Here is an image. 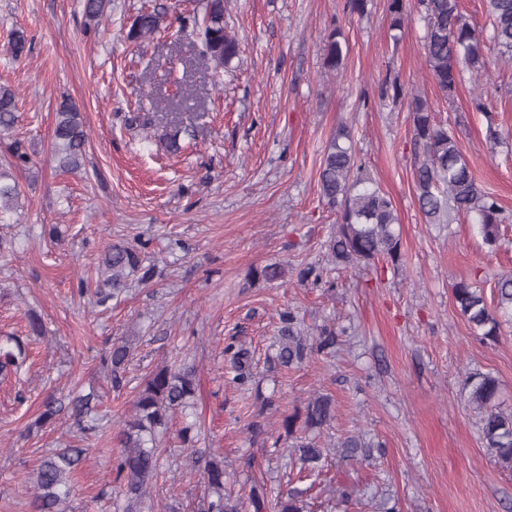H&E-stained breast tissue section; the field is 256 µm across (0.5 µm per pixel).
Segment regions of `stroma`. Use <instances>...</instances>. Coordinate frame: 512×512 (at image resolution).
<instances>
[{
	"label": "stroma",
	"mask_w": 512,
	"mask_h": 512,
	"mask_svg": "<svg viewBox=\"0 0 512 512\" xmlns=\"http://www.w3.org/2000/svg\"><path fill=\"white\" fill-rule=\"evenodd\" d=\"M346 5L229 0L225 19L240 53L218 75L201 54L193 0H112L98 24L86 19L83 0H0V84L16 92L19 109L16 127L0 136V166L15 138L31 158L12 171L21 197L0 223V343L19 339L26 355L21 370L0 379V512H32L26 478L62 448L86 451L70 512H115V437L143 377L163 363L194 367L201 432L187 448L174 420L160 444L157 505L136 512H193L212 456L223 457L233 494L248 497L258 483L271 498L302 490L313 512L512 507V472L485 448L463 385L465 372L491 374L512 409V323L480 341L451 295L464 280L493 307L497 279L512 275V59L487 42V73L461 70L448 100L428 74L419 8L397 38L389 0H370L362 15ZM144 8L162 11L164 27L139 45L127 32ZM335 24L348 46L339 77L324 64V35ZM15 28L31 43L18 61L5 50ZM395 84L428 100L479 187L503 207L496 245L462 216L425 222L410 114L381 96ZM65 99L80 109L87 134L74 173L50 159ZM341 124L393 202L401 261L303 285L301 268L327 264L336 216L320 198L318 172ZM171 135L178 151L168 147ZM133 240L156 267L153 281L96 305L101 253ZM272 263L283 265V278L251 277ZM288 309L304 336L333 328L332 352L278 364L279 315ZM33 315L42 335L28 331ZM117 339L131 342L132 357L115 379L103 358ZM230 342L252 355L253 377L242 386L224 362ZM317 392L336 402L322 446L358 430L377 446L359 461L329 455L321 475L308 477L280 422ZM50 396L57 414L37 425ZM83 397L92 434L77 421ZM255 421L263 426L256 437Z\"/></svg>",
	"instance_id": "obj_1"
}]
</instances>
